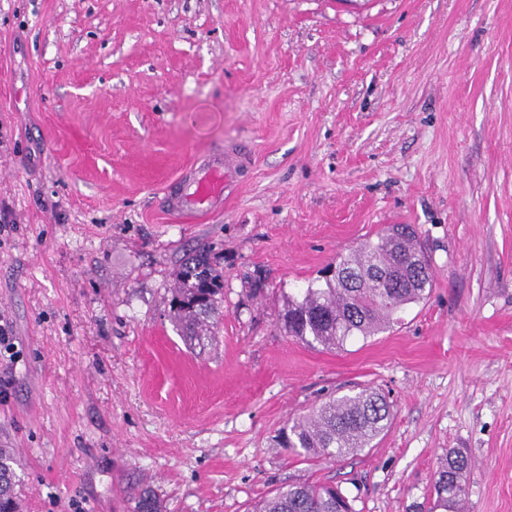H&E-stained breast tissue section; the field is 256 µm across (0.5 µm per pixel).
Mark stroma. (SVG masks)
Masks as SVG:
<instances>
[{
	"instance_id": "35a3bbf8",
	"label": "stroma",
	"mask_w": 512,
	"mask_h": 512,
	"mask_svg": "<svg viewBox=\"0 0 512 512\" xmlns=\"http://www.w3.org/2000/svg\"><path fill=\"white\" fill-rule=\"evenodd\" d=\"M222 209L166 207L212 149ZM0 448L24 512H249L326 482L418 512L463 452L464 512H512V0H0ZM389 224L430 261L387 331L325 350L289 296ZM209 252L222 314L170 321ZM393 405L374 447L306 460L275 437L329 395ZM129 498L133 501V512H162V504L156 493L148 486L130 487Z\"/></svg>"
}]
</instances>
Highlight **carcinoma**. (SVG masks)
<instances>
[{"mask_svg":"<svg viewBox=\"0 0 512 512\" xmlns=\"http://www.w3.org/2000/svg\"><path fill=\"white\" fill-rule=\"evenodd\" d=\"M408 224H391L377 241L336 258V268L359 278V287L346 288L336 278L326 287L308 286L300 298L288 300L281 321L285 333L302 341H312L326 350L343 347L348 338L374 336L393 325L396 315L407 305L425 298L431 287L430 270L418 273L414 259L421 254ZM393 267L394 278L380 282L374 269ZM224 298L223 275L197 256L184 263L179 286L171 301L182 335L202 341L220 315ZM390 406L379 393L365 389L329 399L282 431L277 444L306 460L336 461L372 446L387 428ZM17 460L0 448V512H20L22 486L15 470ZM468 459L453 452L441 463L433 484L435 512L458 503L464 494L461 483ZM133 512H162V504L148 486L129 489ZM252 512H354L349 499L329 484L295 482L271 492Z\"/></svg>","mask_w":512,"mask_h":512,"instance_id":"carcinoma-1","label":"carcinoma"}]
</instances>
